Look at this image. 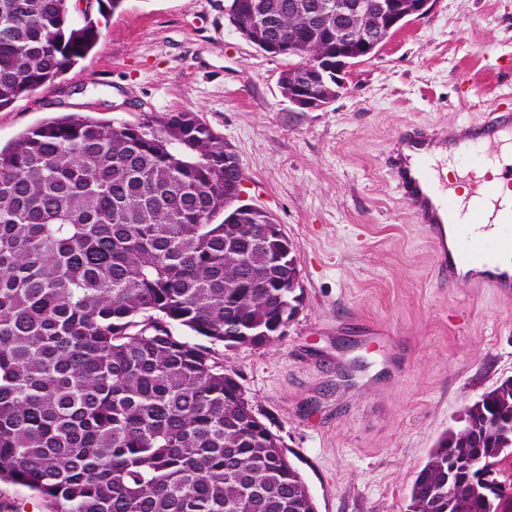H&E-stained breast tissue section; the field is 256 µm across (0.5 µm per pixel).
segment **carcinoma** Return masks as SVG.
<instances>
[{"mask_svg": "<svg viewBox=\"0 0 512 512\" xmlns=\"http://www.w3.org/2000/svg\"><path fill=\"white\" fill-rule=\"evenodd\" d=\"M0 0V110L96 43L94 8ZM338 0H242L258 49L299 47L309 74ZM235 150L195 112L134 123L66 114L0 147V482L53 512H315L277 435L211 346L280 338L302 292L286 233L239 203ZM221 223H213L218 214ZM183 327L207 344L177 336ZM512 454V377L439 439L405 512H498L493 466ZM456 465L453 502L435 488Z\"/></svg>", "mask_w": 512, "mask_h": 512, "instance_id": "cac0c4a2", "label": "carcinoma"}]
</instances>
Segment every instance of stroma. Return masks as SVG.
Segmentation results:
<instances>
[{
    "mask_svg": "<svg viewBox=\"0 0 512 512\" xmlns=\"http://www.w3.org/2000/svg\"><path fill=\"white\" fill-rule=\"evenodd\" d=\"M226 3L123 0L84 58L0 110V145L59 113L197 112L293 244L304 296L273 346H217L225 369L316 512H404L438 438L512 377V298L438 279L384 153L405 124L474 121L512 96V0H437L305 111L281 94L287 58L243 39Z\"/></svg>",
    "mask_w": 512,
    "mask_h": 512,
    "instance_id": "obj_1",
    "label": "stroma"
}]
</instances>
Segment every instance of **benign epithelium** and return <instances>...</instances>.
<instances>
[{"label": "benign epithelium", "mask_w": 512, "mask_h": 512, "mask_svg": "<svg viewBox=\"0 0 512 512\" xmlns=\"http://www.w3.org/2000/svg\"><path fill=\"white\" fill-rule=\"evenodd\" d=\"M436 0H377L365 9L361 3L344 0L336 9V16H346L352 20L351 25L329 26L324 40L336 45V51L328 57L318 52L313 57L314 72H330L336 76V84L344 85L343 76L356 64V59L364 53L384 44L386 38L382 33H392L400 23L405 24L412 18L428 14ZM291 103L301 110L320 107L313 84L293 85L288 93Z\"/></svg>", "instance_id": "1"}]
</instances>
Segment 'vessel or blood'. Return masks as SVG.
I'll return each instance as SVG.
<instances>
[{"mask_svg":"<svg viewBox=\"0 0 512 512\" xmlns=\"http://www.w3.org/2000/svg\"><path fill=\"white\" fill-rule=\"evenodd\" d=\"M506 150L512 151V105L500 103L479 121L405 128L385 154V167L432 242L438 277L448 287L512 292V203L499 195L500 183H512V164L498 163ZM459 155L485 167L484 177L439 178V162Z\"/></svg>","mask_w":512,"mask_h":512,"instance_id":"obj_1","label":"vessel or blood"}]
</instances>
